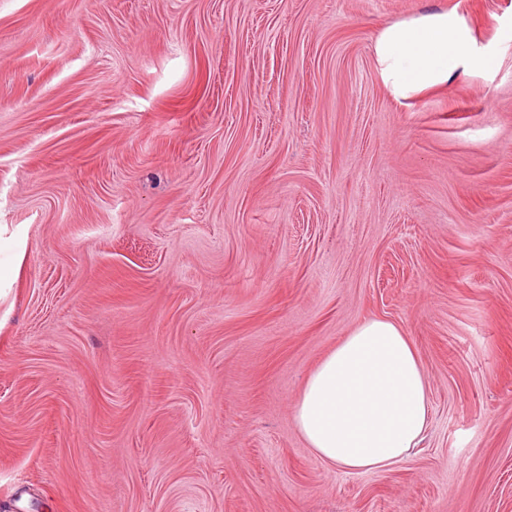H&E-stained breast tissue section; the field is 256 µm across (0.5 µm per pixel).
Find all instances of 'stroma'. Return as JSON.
Wrapping results in <instances>:
<instances>
[{
	"label": "stroma",
	"mask_w": 512,
	"mask_h": 512,
	"mask_svg": "<svg viewBox=\"0 0 512 512\" xmlns=\"http://www.w3.org/2000/svg\"><path fill=\"white\" fill-rule=\"evenodd\" d=\"M499 59L394 100L386 21ZM0 512H512V0H0ZM411 336L433 421L346 472L296 398Z\"/></svg>",
	"instance_id": "35a3bbf8"
}]
</instances>
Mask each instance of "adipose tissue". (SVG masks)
Here are the masks:
<instances>
[{
	"label": "adipose tissue",
	"instance_id": "adipose-tissue-1",
	"mask_svg": "<svg viewBox=\"0 0 512 512\" xmlns=\"http://www.w3.org/2000/svg\"><path fill=\"white\" fill-rule=\"evenodd\" d=\"M380 80L398 100L458 74H485L497 58L455 11L433 9L384 24L373 39ZM431 422L428 381L410 336L372 318L356 325L313 369L294 405L310 451L342 470H385L423 443Z\"/></svg>",
	"mask_w": 512,
	"mask_h": 512
}]
</instances>
